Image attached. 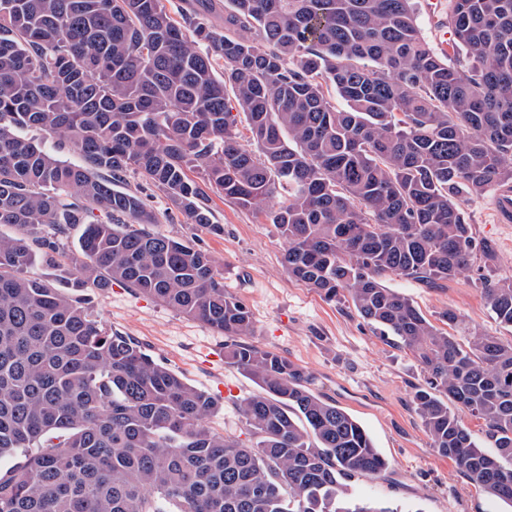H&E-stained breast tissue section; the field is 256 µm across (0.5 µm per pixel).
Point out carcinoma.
<instances>
[{
	"mask_svg": "<svg viewBox=\"0 0 512 512\" xmlns=\"http://www.w3.org/2000/svg\"><path fill=\"white\" fill-rule=\"evenodd\" d=\"M447 27L450 52L416 0H192L180 22L162 0H0V512H398L347 496L387 459L303 367L243 341L253 316L218 260L156 231L129 173L214 233L209 193L258 212L281 197L266 217L288 275L411 352L433 447L512 505V344L461 343L382 284L455 279L478 249L462 200L512 189V0H448ZM77 227L73 291L28 274ZM114 283L226 337L261 389L235 404L248 440L93 315L84 291ZM483 294L512 327V280Z\"/></svg>",
	"mask_w": 512,
	"mask_h": 512,
	"instance_id": "carcinoma-1",
	"label": "carcinoma"
}]
</instances>
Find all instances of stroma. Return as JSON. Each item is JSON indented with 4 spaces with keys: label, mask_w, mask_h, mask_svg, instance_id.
<instances>
[{
    "label": "stroma",
    "mask_w": 512,
    "mask_h": 512,
    "mask_svg": "<svg viewBox=\"0 0 512 512\" xmlns=\"http://www.w3.org/2000/svg\"><path fill=\"white\" fill-rule=\"evenodd\" d=\"M125 186L156 215L157 231L191 240L218 259L225 287L253 315L250 343L306 369L312 391L355 418L387 458L389 468L382 477L348 482L350 497L380 502L395 512H512L434 448L411 404L414 389L425 383L413 355L380 337L352 304L326 302L289 278L283 266L287 243L264 214L211 196L214 221L223 227L215 234L190 223L142 177L128 175ZM462 207L485 246L467 270L440 288L396 276L384 278L383 284L406 295L431 322L448 310L458 315L466 333L510 343L512 328L491 316L482 290L486 282L512 279V223H498L488 193L466 197ZM89 298L108 328L132 336L154 359L219 400V410L209 418L212 428L247 439L235 404L259 388L225 363L223 335L119 283L91 291Z\"/></svg>",
    "instance_id": "obj_1"
}]
</instances>
